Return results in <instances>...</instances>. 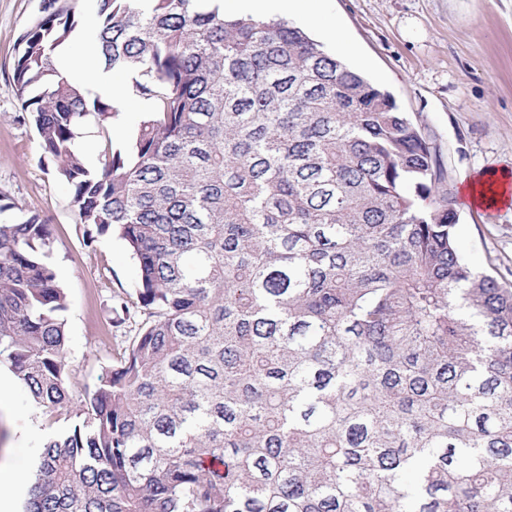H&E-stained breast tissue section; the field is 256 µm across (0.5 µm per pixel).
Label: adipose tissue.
I'll list each match as a JSON object with an SVG mask.
<instances>
[{
  "instance_id": "obj_1",
  "label": "adipose tissue",
  "mask_w": 512,
  "mask_h": 512,
  "mask_svg": "<svg viewBox=\"0 0 512 512\" xmlns=\"http://www.w3.org/2000/svg\"><path fill=\"white\" fill-rule=\"evenodd\" d=\"M100 53L96 37V24L87 21L75 29L70 41L60 46L55 58L61 70L83 93L97 94L109 99L118 108H125L126 89L110 70L94 64Z\"/></svg>"
}]
</instances>
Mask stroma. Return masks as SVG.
<instances>
[{
	"label": "stroma",
	"instance_id": "35a3bbf8",
	"mask_svg": "<svg viewBox=\"0 0 512 512\" xmlns=\"http://www.w3.org/2000/svg\"><path fill=\"white\" fill-rule=\"evenodd\" d=\"M43 0H0V197L8 210L0 221L35 212L54 231L50 260L67 288V361L73 405L85 389L128 348L141 318L109 323L104 307L111 296L135 300L136 265L117 237L84 240L67 185L41 163L33 127L21 121V100L13 82L19 35L42 15ZM310 12L337 25L329 53L390 92L401 111L436 136L448 180L458 195L456 235L465 258L498 280L512 282V211L479 207L461 199L469 180L500 168L512 170V0H304ZM142 114L138 104L120 113L109 132L95 122L81 124L75 139L93 149L91 168L104 160L105 145L125 148ZM9 435L0 462L26 464L45 436L69 427L33 410L29 393L16 387L5 412ZM38 432L19 442L20 431Z\"/></svg>",
	"mask_w": 512,
	"mask_h": 512
}]
</instances>
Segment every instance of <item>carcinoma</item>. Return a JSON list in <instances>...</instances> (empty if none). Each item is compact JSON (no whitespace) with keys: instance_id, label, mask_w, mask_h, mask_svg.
I'll return each instance as SVG.
<instances>
[{"instance_id":"cac0c4a2","label":"carcinoma","mask_w":512,"mask_h":512,"mask_svg":"<svg viewBox=\"0 0 512 512\" xmlns=\"http://www.w3.org/2000/svg\"><path fill=\"white\" fill-rule=\"evenodd\" d=\"M100 63L144 118L53 63L46 0L13 81L87 235L145 319L43 443L26 512H512V285L471 267L431 136L293 23L219 0H96ZM37 213L0 223V366L70 403L69 306ZM85 142L90 144L93 149V159L88 161L84 157L85 164L91 169H97L101 166L104 157L102 150L105 143V134L93 120L81 124L75 131V143Z\"/></svg>"}]
</instances>
